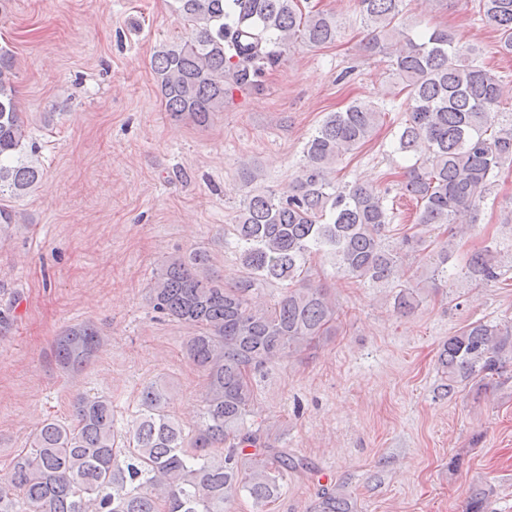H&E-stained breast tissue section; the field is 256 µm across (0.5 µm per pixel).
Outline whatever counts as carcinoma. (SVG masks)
I'll use <instances>...</instances> for the list:
<instances>
[{
	"label": "carcinoma",
	"instance_id": "carcinoma-1",
	"mask_svg": "<svg viewBox=\"0 0 512 512\" xmlns=\"http://www.w3.org/2000/svg\"><path fill=\"white\" fill-rule=\"evenodd\" d=\"M192 36L156 51L151 69L168 115L206 126L224 111L232 88L260 92L282 48L300 38L332 44L342 23L323 10L302 12L300 0H174ZM404 0H358L369 48L392 57L405 99L394 152L409 157L400 190L416 202L417 217L391 244L394 208L389 190L333 180L334 165L369 142L389 110L357 98L329 113L306 142L292 192L246 196L231 234L242 274L226 283L203 250L170 257L152 288L153 309L193 330L186 351L204 374L201 422L187 433L168 410L159 380L142 388L136 414L117 426L112 400L79 396L73 422L51 418L0 478V512H224L241 493L265 506L290 474L310 463L278 448L262 429L245 427L257 403L256 378L272 362L300 355L336 331L341 311L329 289L314 284L311 257L323 252L359 284L397 289L395 306L412 312L420 287L405 279V261L421 253L431 280L462 275L475 284L500 280L512 254L498 245L472 252L448 270L450 242L428 243L422 226L449 227L453 236L474 223L496 178L512 167V115L497 111L502 80L478 63L477 50L448 29L412 33L402 22ZM481 21L512 53V0H478ZM15 57L0 47V196H19L41 176L36 146L19 112ZM278 282L270 308L260 288ZM99 340L90 324L65 330L59 361L85 364ZM512 363V323L473 321L448 337L438 354L444 394L487 390ZM252 452H247V449ZM493 489L474 488L467 512H484ZM312 512H356L338 483L321 490Z\"/></svg>",
	"mask_w": 512,
	"mask_h": 512
}]
</instances>
